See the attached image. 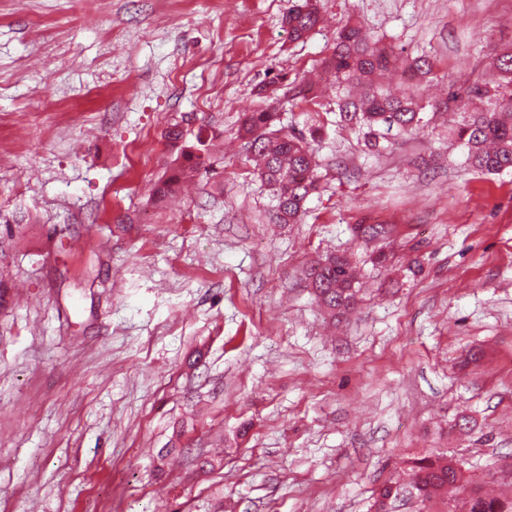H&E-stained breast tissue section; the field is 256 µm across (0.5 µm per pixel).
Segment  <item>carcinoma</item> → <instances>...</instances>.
Wrapping results in <instances>:
<instances>
[{
	"instance_id": "cac0c4a2",
	"label": "carcinoma",
	"mask_w": 512,
	"mask_h": 512,
	"mask_svg": "<svg viewBox=\"0 0 512 512\" xmlns=\"http://www.w3.org/2000/svg\"><path fill=\"white\" fill-rule=\"evenodd\" d=\"M291 38L300 40L319 23L318 11L309 3L292 6L283 18ZM394 57L387 48L363 34L361 28L347 23L337 31L336 46L324 60L325 68L338 80L364 87L358 99L344 98L338 104L340 121L364 129L366 143L379 145V129L410 132L422 122V107L413 96L394 97L375 88L373 77L389 69ZM508 92L491 91L475 83L460 95L453 92L448 101L463 112L458 136L467 148L471 168L481 174L512 171V50L494 58ZM494 99L492 107L468 111L472 99ZM280 113L271 105L258 106L242 114L238 132L249 148L261 159L257 175L270 185L276 195V218L281 224H296L304 213L307 198L319 188L317 161L310 142L302 133L282 135L277 129ZM164 137L176 152V167L158 188L166 196L176 191L180 179L204 164L196 144L183 140V132L174 123ZM307 279L322 306L333 314L344 315L357 304L356 271L348 259L330 254L309 265ZM410 482H383L373 492L374 500L393 501L409 494L419 505L418 512H435V505L445 501L448 489L468 491V512H512V496L497 497L484 493L477 481L457 458L427 455L411 460Z\"/></svg>"
}]
</instances>
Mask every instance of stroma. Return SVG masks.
Masks as SVG:
<instances>
[{
	"label": "stroma",
	"mask_w": 512,
	"mask_h": 512,
	"mask_svg": "<svg viewBox=\"0 0 512 512\" xmlns=\"http://www.w3.org/2000/svg\"><path fill=\"white\" fill-rule=\"evenodd\" d=\"M313 2L295 41V0H0V512H368L431 452L512 489V172H475L436 108L499 83L512 0ZM348 22L424 107L373 151L323 67ZM269 81L283 133L321 130L298 224L237 135ZM173 121L223 136L155 201ZM330 253L360 285L338 320L303 276ZM288 33L294 40L303 39L319 23L318 11L308 1L304 4L293 5L283 18Z\"/></svg>",
	"instance_id": "stroma-1"
}]
</instances>
